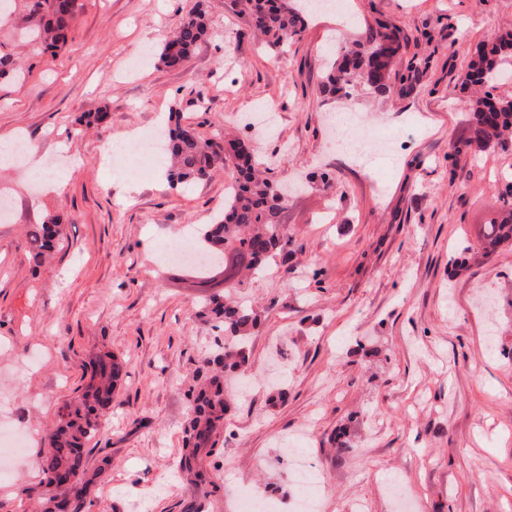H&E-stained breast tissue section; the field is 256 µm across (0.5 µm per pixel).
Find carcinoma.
<instances>
[{"label": "carcinoma", "mask_w": 512, "mask_h": 512, "mask_svg": "<svg viewBox=\"0 0 512 512\" xmlns=\"http://www.w3.org/2000/svg\"><path fill=\"white\" fill-rule=\"evenodd\" d=\"M29 14L38 19L39 28L25 32L32 40H41L46 48L65 42L82 0H27ZM253 27L267 38L272 50H279L299 39L311 13L307 0L292 8L283 0H251ZM211 34V25L203 5L198 3L185 15L174 35L164 43L159 60L173 69L183 67L197 47ZM405 41L401 28L393 23L370 28L351 50H340L330 63L322 83V93L334 98L350 97L361 88L373 95L403 94L413 89L419 68L410 61L399 66ZM512 68V32L499 35L471 56L462 87L487 88L470 100L469 136L452 145V156L475 150L498 148L512 151V97H493L488 87ZM174 123L162 128L163 153L170 158L167 182L175 190L191 183L208 180L218 168L226 167L224 145L243 163L234 167V179L227 189L224 210L211 223L197 229L200 246L217 256L210 267L197 272L199 287L213 286L214 267L222 268L224 288L246 269L255 276L265 274L270 261L288 250L290 239L279 214L288 192L262 177L252 149L241 141L224 138L204 139L197 129L181 122L172 111ZM495 216L483 225L480 250L489 255L501 245L512 242V174L505 176L504 191ZM61 235V224L51 220L36 224L28 235L29 250L37 260L50 251ZM206 313L223 330L224 343L208 352L203 367L197 370L196 384L190 389V411L184 426L183 453L176 471L197 487L212 484L199 465L209 453L212 438L224 427V415L231 409V399L224 375H244L250 371L249 339L259 326L260 315L251 305L235 300L230 294H214L205 299ZM123 371L122 363L107 353L93 361L92 384L73 404L59 415L42 460L46 475L43 512H64L67 506L83 501L94 477L88 475L83 449L99 429V415L112 409V400Z\"/></svg>", "instance_id": "1"}]
</instances>
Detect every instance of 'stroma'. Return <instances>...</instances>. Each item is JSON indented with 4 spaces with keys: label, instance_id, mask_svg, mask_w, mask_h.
Wrapping results in <instances>:
<instances>
[{
    "label": "stroma",
    "instance_id": "35a3bbf8",
    "mask_svg": "<svg viewBox=\"0 0 512 512\" xmlns=\"http://www.w3.org/2000/svg\"><path fill=\"white\" fill-rule=\"evenodd\" d=\"M215 36L186 66L157 54L195 5ZM347 40L394 23L404 58L426 62L406 95L331 99L320 90L338 19L309 16L300 40L270 52L250 0H83L66 45L25 42L27 0L0 13V134H25L24 156L0 164V421L30 438L28 462L0 476V512H40V461L58 415L88 383L92 357L124 364L110 412L89 441L96 481L81 512H236L240 493L292 512L297 489L282 451L297 441L322 478L320 512H512V247L450 274L457 244L476 241L496 206L512 152L450 158L466 138L459 88L485 42L512 31V0H343ZM281 119L265 137L240 131L271 159L272 181L303 178L283 213L291 239L243 296L262 312L251 337L253 387L238 394L202 465V490L172 474L187 391L218 332L203 315L191 266L166 261L186 229L224 207L230 174L170 189L164 161L106 168L117 140L178 109L210 138L258 105ZM107 108L99 125L82 113ZM352 111L357 139L397 142L369 167L333 147L322 115ZM329 171L332 189L315 173ZM58 218L63 236L42 264L31 225ZM349 440L351 449L338 448Z\"/></svg>",
    "mask_w": 512,
    "mask_h": 512
}]
</instances>
